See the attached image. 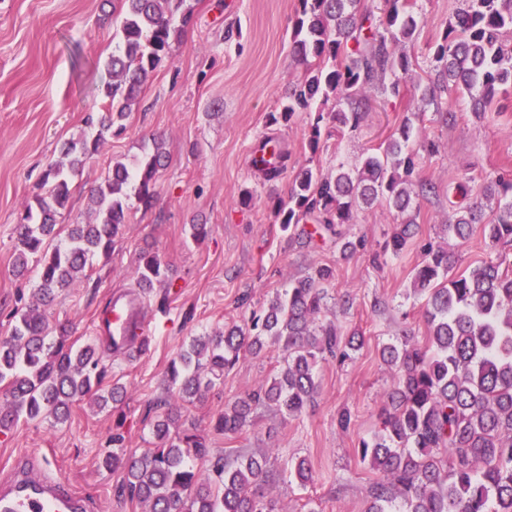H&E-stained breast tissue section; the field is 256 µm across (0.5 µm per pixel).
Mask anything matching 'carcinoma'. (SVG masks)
<instances>
[{"label":"carcinoma","instance_id":"cac0c4a2","mask_svg":"<svg viewBox=\"0 0 512 512\" xmlns=\"http://www.w3.org/2000/svg\"><path fill=\"white\" fill-rule=\"evenodd\" d=\"M182 0H119L122 46L113 50L106 67L112 82L104 85L106 100L94 133L66 144L67 164L50 166L36 197L38 211L26 207L19 225L15 269L27 271L30 258L38 267V301L15 312L11 334L0 338V387L8 404L0 405V433L20 419L65 421L72 405L86 395L99 403L122 400L125 387L114 383L99 394L107 376L98 346L77 345L65 325L53 326L46 315L56 292L67 288L94 259L108 256L128 223L126 201L135 191L148 209L154 200L155 178L168 159L165 142L153 141L140 165L112 164L92 195L94 224H72L64 244L48 249L57 216L70 199V180L108 137L120 134L121 121L136 103L143 85L170 59L172 41L191 15L174 25ZM435 43L428 84L418 87L420 101L456 120L448 94L465 102L477 117L512 108V0H465ZM301 17L292 40L307 68L301 81L271 121H287L302 110L333 100L336 110L318 111L307 133L311 153L321 147L322 126L358 130L371 109L369 88L387 97L403 93L410 58L397 51L414 39L421 20L416 0H300ZM434 145L408 121L403 122L380 152H368L352 170L322 175L311 167L293 180L288 203L277 209L289 230L301 221H317L307 241L330 234L348 256L365 247L346 237L341 227L378 203L395 211L387 247L399 254L415 233L410 211L418 197L433 189L416 178L424 155ZM276 146L265 141L255 167L270 182L284 167ZM450 194L459 206L445 225L449 235L464 241L481 226L496 257L449 275L454 259L448 250L429 244L416 268L414 284L426 295L423 318L428 336L409 335L384 344L382 360L393 369L392 387L381 409L380 429L356 449L360 461L377 474L367 492L365 512H512V181L490 180L478 201L459 182ZM137 285L146 291L167 279V269L153 251L140 254ZM334 278L330 266L288 282L269 307L252 313L244 325L224 326L212 335L195 336L167 369L169 387L192 404L204 390L224 379L248 356L259 355L266 339L282 344L283 365L266 385L236 397L212 419L226 437L253 425L261 408L274 407L290 418L314 406L318 367L343 362L360 350L365 338L357 330L342 335L334 323L317 324L326 305V286ZM181 415L165 413L153 425L158 445L129 457L124 437L112 434L108 469L119 470L130 492L150 512H281L265 494L272 472L264 455H212L203 432L182 428ZM206 464L199 471L193 464Z\"/></svg>","mask_w":512,"mask_h":512}]
</instances>
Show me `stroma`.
Masks as SVG:
<instances>
[{"mask_svg": "<svg viewBox=\"0 0 512 512\" xmlns=\"http://www.w3.org/2000/svg\"><path fill=\"white\" fill-rule=\"evenodd\" d=\"M115 2L0 0V337L9 335L14 312L38 297L36 272L22 278L13 271L24 208L39 194L48 167L64 163L65 143L91 133L103 110L98 90L111 79L104 62L119 42ZM417 4L424 19L419 35L398 46L412 59L406 78L411 86L429 69L428 48L441 39L462 0ZM179 10L191 13V25L173 42L170 61L143 86L123 132L102 144L73 178L69 205L50 241L61 245L69 225L94 221L91 193L112 163L136 167L145 146L156 138L165 141L169 162L157 176L152 207L143 209L130 197L129 222L110 257L96 258L92 270L79 274L47 311L50 322L71 326L73 337L94 340L95 317L113 293L135 290L139 252L151 247L167 266L169 282L145 296L153 325L150 348L133 360L107 356L109 381L127 389L121 406L104 408L86 398L72 406L65 422L21 421L0 433V482L18 455L34 453L46 470L96 503L98 512H149L121 491V473L103 461L112 450L116 421L124 423L127 453L139 455L155 447L153 425L170 408L206 430L210 447L219 452L267 455L274 474L267 490L282 512H364L375 474L355 450L360 438L378 430L393 376L379 348L406 330L427 334L425 297L413 287L423 244L448 245L457 274L493 256L481 232L464 242L445 234L452 217L448 186L465 180L478 196L488 179L512 180V111L479 118L462 109L450 125L413 96L388 98L373 89L362 127L353 133L331 129L314 154L306 132L315 110L295 113L286 123L270 121L304 73L291 42L299 0H183ZM408 118L436 145L418 177L437 190L419 199L418 234L404 252L384 249L394 216L383 207L359 212L349 227L351 237H365L381 251L377 268L362 252L342 257L335 238L308 245L282 230L275 206L287 199L302 167L329 176L340 166L355 168L364 152L385 145ZM268 137L288 155L287 172L273 182L252 165ZM199 222L211 227L201 243L190 230ZM322 265L333 267L334 279L320 322H335L345 334L359 330L365 346L344 364L321 365L312 411L288 418L264 408L244 433L213 432L211 421L225 401L258 389L280 369L281 348L266 344L191 405L167 389L170 361L192 337L242 323L251 312L268 308L289 281ZM344 292L353 298L346 310L336 304ZM345 408L352 416L346 429L337 422ZM302 458L314 475L305 487L290 474Z\"/></svg>", "mask_w": 512, "mask_h": 512, "instance_id": "obj_1", "label": "stroma"}]
</instances>
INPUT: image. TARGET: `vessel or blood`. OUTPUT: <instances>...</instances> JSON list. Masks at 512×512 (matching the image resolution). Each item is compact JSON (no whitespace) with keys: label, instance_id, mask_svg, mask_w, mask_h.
<instances>
[{"label":"vessel or blood","instance_id":"b4317fda","mask_svg":"<svg viewBox=\"0 0 512 512\" xmlns=\"http://www.w3.org/2000/svg\"><path fill=\"white\" fill-rule=\"evenodd\" d=\"M148 327L138 295H113L94 332L107 336L115 348H128ZM94 503L63 479L42 470L36 456L18 457L10 476L0 483V512H93Z\"/></svg>","mask_w":512,"mask_h":512}]
</instances>
